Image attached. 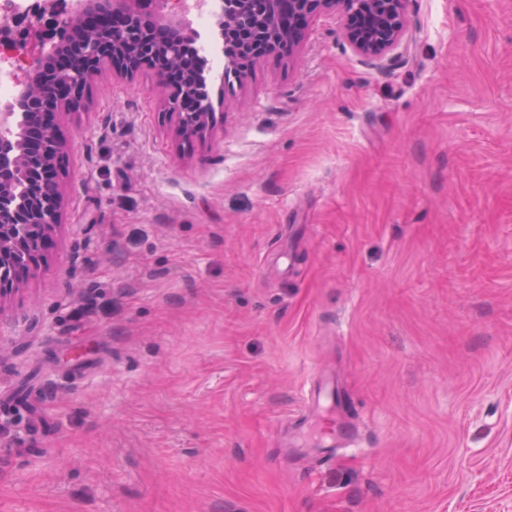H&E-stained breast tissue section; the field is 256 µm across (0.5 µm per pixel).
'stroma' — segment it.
<instances>
[{
    "label": "stroma",
    "instance_id": "stroma-1",
    "mask_svg": "<svg viewBox=\"0 0 512 512\" xmlns=\"http://www.w3.org/2000/svg\"><path fill=\"white\" fill-rule=\"evenodd\" d=\"M204 76L202 140L147 67L57 123L61 221L0 304V512H512V0H410L377 62L323 8ZM326 379L327 457L291 426ZM321 447L330 448L332 453L345 444L352 435V430L336 420L333 413L323 414L320 419Z\"/></svg>",
    "mask_w": 512,
    "mask_h": 512
}]
</instances>
